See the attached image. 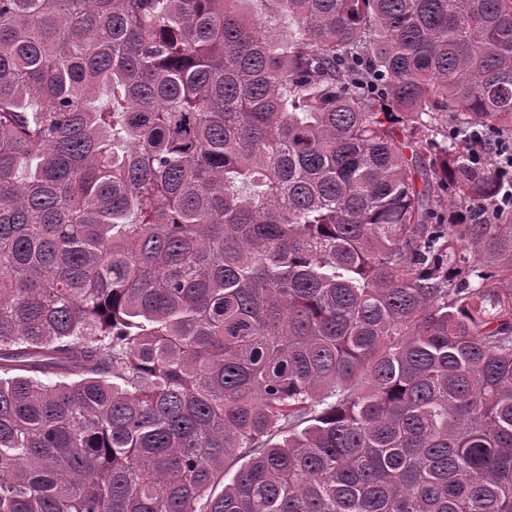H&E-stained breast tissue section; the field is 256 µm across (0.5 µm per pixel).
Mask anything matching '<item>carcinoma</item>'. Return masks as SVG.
I'll list each match as a JSON object with an SVG mask.
<instances>
[{
  "mask_svg": "<svg viewBox=\"0 0 512 512\" xmlns=\"http://www.w3.org/2000/svg\"><path fill=\"white\" fill-rule=\"evenodd\" d=\"M247 2L0 0V512H512V0Z\"/></svg>",
  "mask_w": 512,
  "mask_h": 512,
  "instance_id": "cac0c4a2",
  "label": "carcinoma"
}]
</instances>
